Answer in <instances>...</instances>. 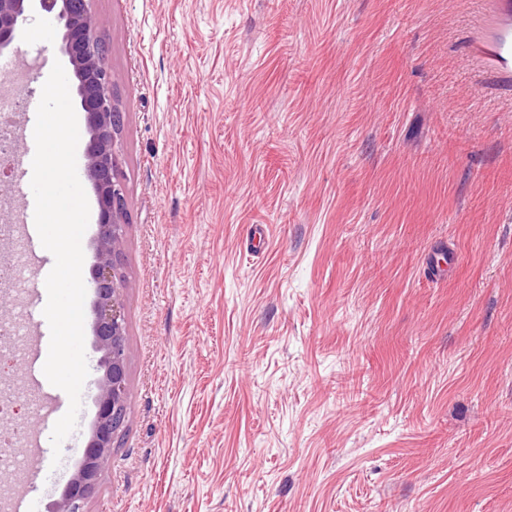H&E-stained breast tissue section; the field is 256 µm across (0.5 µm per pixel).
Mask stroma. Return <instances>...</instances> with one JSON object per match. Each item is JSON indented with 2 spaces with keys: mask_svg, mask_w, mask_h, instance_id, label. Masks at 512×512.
Segmentation results:
<instances>
[{
  "mask_svg": "<svg viewBox=\"0 0 512 512\" xmlns=\"http://www.w3.org/2000/svg\"><path fill=\"white\" fill-rule=\"evenodd\" d=\"M129 419L82 512H512V0H93ZM58 40L30 15L0 59ZM268 243L247 251L251 225ZM446 244L448 275L427 258ZM78 469L96 415L53 450Z\"/></svg>",
  "mask_w": 512,
  "mask_h": 512,
  "instance_id": "1",
  "label": "stroma"
}]
</instances>
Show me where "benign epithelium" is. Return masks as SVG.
Instances as JSON below:
<instances>
[{"label": "benign epithelium", "instance_id": "7a95c632", "mask_svg": "<svg viewBox=\"0 0 512 512\" xmlns=\"http://www.w3.org/2000/svg\"><path fill=\"white\" fill-rule=\"evenodd\" d=\"M34 10L50 14L56 21L60 49L68 59L74 92L90 134L85 173L98 204L93 333L103 373L97 379L92 436L66 494L54 503V512H79V503L97 491L101 468L112 456L128 420L130 349L121 263L128 219L126 186L119 168L124 113L107 51L99 41L101 21L92 9V0H0V53L11 49L19 23Z\"/></svg>", "mask_w": 512, "mask_h": 512}]
</instances>
